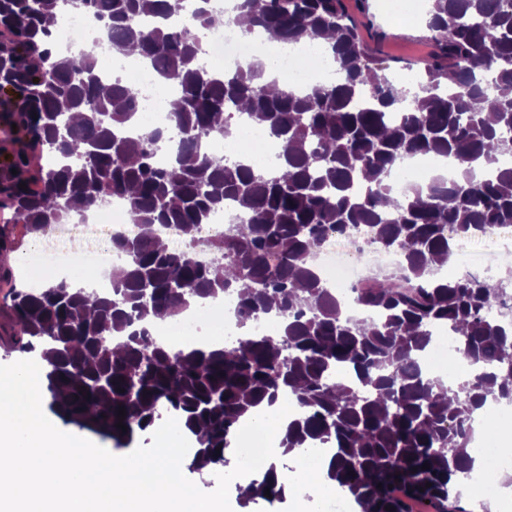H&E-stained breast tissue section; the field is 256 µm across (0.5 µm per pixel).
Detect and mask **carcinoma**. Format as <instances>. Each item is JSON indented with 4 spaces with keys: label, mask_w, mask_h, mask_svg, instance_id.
<instances>
[{
    "label": "carcinoma",
    "mask_w": 512,
    "mask_h": 512,
    "mask_svg": "<svg viewBox=\"0 0 512 512\" xmlns=\"http://www.w3.org/2000/svg\"><path fill=\"white\" fill-rule=\"evenodd\" d=\"M181 2L75 0V10L104 21L112 49L140 55L180 91L169 143L167 129L126 134L138 90L106 82L93 50L78 58L56 50L63 0H0V38L13 40L0 47V93L10 94L0 112L17 130L0 203L32 236L114 199L138 228L112 238L125 262L112 270L111 292L60 280L12 295L20 350L48 362L49 409L115 448L174 417L195 441L190 467L202 471L227 465L250 414L287 401L293 420L281 455L327 451L324 478L355 512H411L412 502L468 512L460 487L474 468V414L512 404V319L489 314L495 303L512 309V273L492 288L473 274L449 278L443 264L457 238L512 226V168L500 165L512 154V0H431L435 51L411 97L365 49L342 0L236 3L249 29L275 42L335 36L336 82L307 94L272 90L258 61L233 73L204 68L196 30L213 24L212 0H191L184 24L166 23ZM243 114L279 143L274 172L203 149L231 135ZM158 147L167 150L163 166ZM429 154L453 159L455 179L396 192L393 172ZM226 203L245 222L212 240L215 260L203 264L197 234ZM162 224L178 229L181 250L162 243ZM356 232L401 254L416 288L358 291V314L347 317L310 258L332 235ZM227 293L241 327L273 313L280 332L219 350H175L151 337L150 314L176 317ZM441 324L473 368L453 384L419 363ZM249 488V500L280 502L288 476L274 459Z\"/></svg>",
    "instance_id": "carcinoma-1"
}]
</instances>
